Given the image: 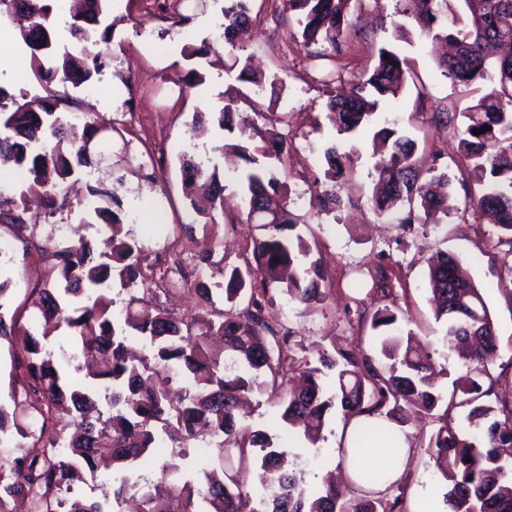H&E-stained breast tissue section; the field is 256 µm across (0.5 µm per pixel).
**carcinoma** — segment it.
<instances>
[{
    "label": "carcinoma",
    "mask_w": 512,
    "mask_h": 512,
    "mask_svg": "<svg viewBox=\"0 0 512 512\" xmlns=\"http://www.w3.org/2000/svg\"><path fill=\"white\" fill-rule=\"evenodd\" d=\"M27 5L28 24L20 39L29 49L38 80L59 79L74 88L87 87L100 73L102 62L74 67L68 53H59L57 29L51 21L49 0H22ZM251 0H231L221 13L228 51L236 48V35L251 21ZM351 0H282L283 10L294 19L302 46L322 47V55L336 54L346 32L354 27ZM401 15L413 22L394 25L397 41H410L412 29L434 41L450 39L461 50L439 63L445 76L465 86L479 84L486 92L458 113L438 105L431 121L455 126L466 119L457 143L479 184L475 210L499 228L498 244L512 255V56H499L496 49L512 40V0H399ZM84 9L69 13L64 27L71 39L88 40L90 27L99 26L112 10V0H83ZM208 46L186 44L181 55L192 62L182 81L200 86L205 76L198 69ZM54 62L45 67L41 59ZM231 68L238 80L253 86V95L270 91L275 98L282 82L252 69L237 55ZM407 63L398 53L381 48L378 62L368 76L357 77L341 93L335 80H325L329 94L328 119L339 135L351 134L372 123L381 102L397 96L407 81ZM68 98L56 92L35 97L0 116V159L17 166L13 177L0 178V227L17 235L27 229L25 219L14 209L19 196L40 199L52 215L69 205L65 183L82 169L93 168L110 154L106 133L122 131L97 115L85 117L81 136L72 133L69 121L60 115ZM251 112L228 102L217 112H197L193 124L216 123L231 135L215 152L230 150L243 162L239 173L246 221L261 230L253 240L252 260L245 266H224L216 252L198 256L195 266L210 271L196 279L192 292L214 307V318L174 315L160 300L167 294L147 286L143 274L144 242L133 235L117 239L108 228L122 222V212L95 205L86 213L103 220L99 240L81 239L62 245L49 237L42 247L53 260L58 279L38 290L29 325L22 315L6 308L16 287L9 276L0 278V339L23 337L26 375L13 401L40 414L62 407L56 422L40 428L23 425L16 414L0 405V446L14 443L20 454L0 450V512H14L23 500L28 512H108L107 504L75 495V489L94 479L99 469V449H112L113 499L136 502V512H158V503L169 501L168 512H402L404 490L393 500L381 498L342 499L336 486L327 482L307 488L297 483L286 466L280 444L302 429L311 445L323 439L327 414L340 404L345 420L364 416L345 458L357 478L373 485L381 479L368 466L375 450L389 455L398 451L395 437L383 422L402 423L401 404H410L434 418L436 429L427 452L447 482L446 502L451 512H512V462L502 459L500 449L512 448V392L494 396L499 379L488 370L497 356V328L481 290L459 274L458 257L446 251L435 253L429 265L428 282L436 303V319L445 325L444 341L467 363L466 373L455 381L461 400L443 408L435 388L433 356L412 345L408 319L398 315L389 301L393 288L384 265L370 272L373 289L382 305L372 316L360 317L361 327L378 332L379 355L361 352H330L318 349L316 363L309 361L291 372L298 373V389L290 390L289 373L282 357L271 355L273 344H288V333L270 341L264 317L269 290L279 291L294 305L322 304L327 299L325 274L310 259V249L301 235L291 234L288 213L291 190L277 173L288 153L286 138L269 127L258 101L249 99ZM380 160L375 166L377 189L372 197L375 211L402 213L399 223L426 226L436 222L446 209L448 174L436 167L426 171L416 162V141L382 128L373 135ZM129 144H124L113 168L154 183L156 172L146 161L132 164ZM188 195L202 194L211 209H224V182L212 159L198 158L183 148L178 152ZM325 176L336 180L349 170L346 155L336 147L326 149ZM317 213L334 212L341 199L333 190L311 197ZM260 276L263 288L252 286ZM125 293L123 309L115 311L114 287ZM222 307H216L214 297ZM71 342L72 352L54 355L55 333ZM93 357L97 368L79 386L65 383L64 373L79 356ZM335 385L326 395L324 379ZM280 391L277 405L286 436L279 438L240 425L238 406L245 396L267 390ZM495 400H490V397ZM105 402L106 409L99 407ZM470 408L468 418L483 423L480 433L460 434L451 410ZM209 440L215 450L216 468L187 478L176 459L187 457L188 444ZM172 448V459L159 467L156 477L141 480L137 472L152 449L160 443ZM260 461L271 491L252 507L253 497L240 473L222 478L218 471L234 460Z\"/></svg>",
    "instance_id": "1"
}]
</instances>
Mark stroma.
Returning <instances> with one entry per match:
<instances>
[{"label": "stroma", "mask_w": 512, "mask_h": 512, "mask_svg": "<svg viewBox=\"0 0 512 512\" xmlns=\"http://www.w3.org/2000/svg\"><path fill=\"white\" fill-rule=\"evenodd\" d=\"M204 9L182 27H175L169 14L168 0H124V6L112 13V39L107 44L93 45L71 42L60 34V49L87 58L100 54L104 66L93 79L91 89L73 88L58 81L43 83L34 77L29 56L0 64V87L17 102L45 95L46 91L69 96L82 111L98 114L104 120L124 121V136L113 139V150H120L124 140H133L140 149L149 151L159 166V182L155 189L129 179L120 193L124 212H137V199H150L158 192L168 197L165 232L174 236L178 250L189 258H197L205 245L223 241L224 263L244 265L258 232L246 221L241 204V182L230 173L222 156L212 149L221 144L224 133L211 126L205 134L194 138L196 155L213 156L224 174L226 204L224 215L208 225L206 231L186 235L177 224L185 209L183 184L175 156L176 146L189 139L187 125L193 113L201 111L203 99L222 107L225 97L248 92L247 84L226 74L232 56H252L266 75L278 76L283 90L272 120L287 121L288 152L279 167L282 180L295 194L308 195L325 188H334L342 200L340 210L316 215L306 199L295 197L288 211L297 223V230L310 247L313 258L323 265L327 279L328 298L324 304L308 308L289 304L276 296L267 306L266 316L275 328L293 331L294 337L285 349V360L316 359L318 344L347 350L364 349L374 353L372 341H360L359 333L350 328L348 314H372L378 302L371 293L370 269L379 262L381 249H389L388 269L394 282L393 298L409 319L410 326L432 354L440 373L437 386L444 397H451L455 381L466 371L465 364L451 354L443 342L444 326L437 322L428 301L427 260L438 250L454 253L475 284L482 289L499 336V352L491 365L493 374L503 381H512V294L503 289L507 276L502 255L495 247L499 232L494 225L473 214L471 193L474 182L467 173V164L456 152L458 130L431 123L430 115L442 100L456 102L465 108L477 99V87L457 85L444 76L430 42L416 37L410 42L393 38L397 21V0H362V26L351 29L341 43L335 60L311 57L308 49L296 42L288 16L280 0H253L252 22L236 48L228 54L224 43L215 35V22L221 15L225 0H205ZM208 42L210 55L203 62V85L182 87L177 99L164 101L163 90L180 76L185 62L183 45ZM392 45L405 58L409 69L420 77L422 88L407 87L396 98L382 104L372 125L360 128L343 138L326 118L327 95L319 80L342 66V82L372 71L378 50ZM134 74L135 85L124 91L120 105L112 103V82L118 75ZM397 129L398 133L417 143L416 159L420 168L439 164L450 180L448 212L438 223L405 227L394 216L376 213L371 202L376 159L373 155V133L381 127ZM349 155L352 176L347 181L329 182L325 177L324 152L329 146ZM25 217L29 224L24 240L0 260L14 280L28 279L31 286L54 284L58 277L52 260L45 258L41 247L51 223L39 207L28 206ZM25 375L24 350L21 339L0 341V405L14 409L19 422L30 423L23 407L11 398ZM345 424L341 409H333L328 417L323 438L317 445L299 439L284 443L283 451L295 471L304 475L306 487L320 485L326 473H335L346 495L359 496L363 490L350 481L340 448L339 432ZM413 447V459L403 488L406 498L420 497L424 512H449L444 500L446 483L435 463L427 455L432 425L425 414L413 415L403 425Z\"/></svg>", "instance_id": "1"}]
</instances>
